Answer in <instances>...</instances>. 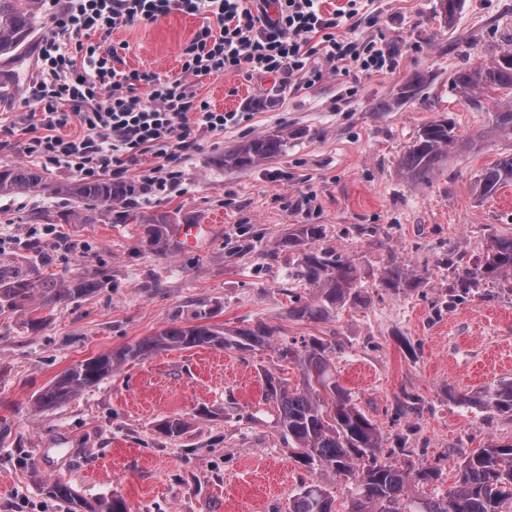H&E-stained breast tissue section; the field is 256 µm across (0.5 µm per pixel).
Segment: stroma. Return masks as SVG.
<instances>
[{
	"mask_svg": "<svg viewBox=\"0 0 512 512\" xmlns=\"http://www.w3.org/2000/svg\"><path fill=\"white\" fill-rule=\"evenodd\" d=\"M378 24L361 22L359 39L395 50L396 70L367 74L325 69L307 88L260 75L227 74L196 82L199 100L243 113L223 134L200 137L183 167L181 191L140 206L147 217L207 230L196 249L175 236L148 242L125 222L121 205L97 210L92 224L64 223L71 198L0 196V273L47 281L100 276L96 293L65 305L34 302L0 310V512H66L47 492L68 482L88 503L118 494L132 512H287L307 483L333 492L336 512L349 503L335 472L312 470L290 452L263 397V371L301 382L276 345L312 336L339 341L341 384L376 423L400 465L438 464V492L465 455L512 443V412L479 404L481 392L512 381V296L480 283L449 303V261L483 255L493 236L512 234V184L480 198L473 186L512 141L450 149L427 182L408 183L400 159L425 123L448 119L467 139L490 112L451 88L456 69L488 60L512 37V0H460L446 21L440 0H379ZM53 0H42L21 60L0 57L16 81L0 101V163L35 161L23 151L30 120L22 101L38 74L37 56ZM199 17L173 12L152 23L117 26L104 51L114 65L178 76L182 50ZM425 90L389 112L415 72ZM284 133L280 156L228 169L222 158L242 141ZM319 224L317 241L286 244L299 225ZM333 249L353 261L363 306L320 322L288 314L303 252ZM413 272L411 286L380 283L391 261ZM205 322L234 334L263 323L272 346L255 350L197 347L128 361L97 388L38 412L36 396L72 364L155 334L168 323ZM186 422L181 437L159 431Z\"/></svg>",
	"mask_w": 512,
	"mask_h": 512,
	"instance_id": "1",
	"label": "stroma"
}]
</instances>
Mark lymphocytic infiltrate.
Masks as SVG:
<instances>
[{
	"label": "lymphocytic infiltrate",
	"instance_id": "f902f5d3",
	"mask_svg": "<svg viewBox=\"0 0 512 512\" xmlns=\"http://www.w3.org/2000/svg\"><path fill=\"white\" fill-rule=\"evenodd\" d=\"M322 0H65L54 13L38 55L39 71L27 107L41 132L25 146L46 168L82 179L111 177L126 189L123 205L166 198L182 184V163L202 133L239 125V112H217L199 101L196 81L230 72L296 78L299 87L321 80L323 64L373 74L393 71L397 56L374 41L354 37L360 5L324 13ZM178 11L202 25L184 47L176 77L123 72L81 38L108 39L122 24L151 23ZM158 164L131 178L141 158Z\"/></svg>",
	"mask_w": 512,
	"mask_h": 512
}]
</instances>
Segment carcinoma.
<instances>
[{
    "label": "carcinoma",
    "instance_id": "carcinoma-1",
    "mask_svg": "<svg viewBox=\"0 0 512 512\" xmlns=\"http://www.w3.org/2000/svg\"><path fill=\"white\" fill-rule=\"evenodd\" d=\"M40 0H0V56L19 57L34 31ZM426 84V76L416 72L402 86L394 102H380L376 109L387 112L392 104L404 103L417 95ZM451 87L474 107L483 106L484 92H512V41L502 45L492 59L454 73ZM512 140V104L504 103L493 110L491 124L468 138L463 146L475 147L487 138ZM288 135H266L245 140L224 154V167L243 169L280 156L286 151ZM457 141L445 119L423 125L414 137L409 151L400 160V173L409 182L429 180L448 158L449 149ZM512 182V154H503L486 167L477 179L475 191L482 198L494 195ZM53 193L55 189L44 173L22 164H0V193ZM61 192L94 208L112 209V203L123 197V191L108 178L95 181L76 180ZM134 224H149V242L163 241L160 217L146 221L134 212L126 214ZM323 228L318 224H302L288 235V246L303 239L318 240ZM455 287L466 293L479 282H490L504 295H512V234L496 235L487 252L472 264L454 269ZM296 279L312 288L313 298L304 302L297 297L288 310L296 320L322 321L345 305H360L364 298L358 289V270L348 259L334 250L309 251L301 254ZM408 267L396 265L384 269L383 284L397 288L410 282ZM100 281L83 278L78 281L50 284L40 279L0 278V306L20 309L40 298L48 303H65L91 294ZM273 340V332L259 324L240 329L233 336L213 325L184 327L171 323L153 336L124 347L117 353L105 352L82 360L66 370L35 399V408L48 410L69 402L97 386L112 375L128 359L145 358L155 352L191 347L263 348ZM336 343L312 338L297 346L293 343L277 347L281 361L295 363L303 376L302 384L290 386L285 380L263 370L264 399L278 408L277 424L288 440L294 455L311 469L330 468L340 478L350 498L349 512H512V445L481 448L466 456L459 466L454 486L442 494L421 492L408 494L412 485L429 487L440 480L442 472L435 463H423L413 470L403 469L383 454L380 428L364 414L336 374L330 352ZM482 405L497 411H512V382H502L482 391ZM48 493L66 505L68 512H80L87 504L69 484L56 481ZM335 498L319 484H308L288 502V512H335ZM91 512H131L125 500L117 495L105 497L91 507Z\"/></svg>",
    "mask_w": 512,
    "mask_h": 512
}]
</instances>
